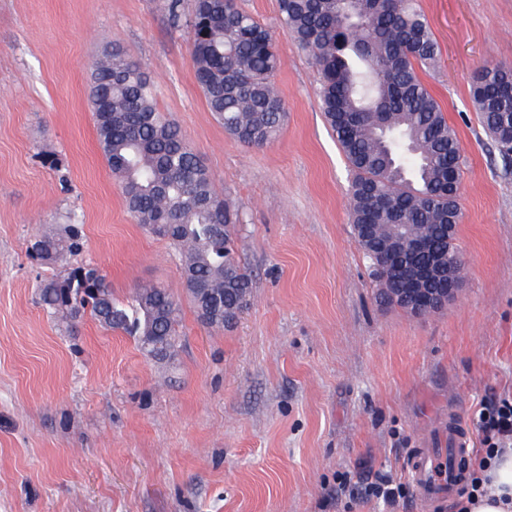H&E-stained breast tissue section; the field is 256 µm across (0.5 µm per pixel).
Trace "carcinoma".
<instances>
[{"label": "carcinoma", "mask_w": 512, "mask_h": 512, "mask_svg": "<svg viewBox=\"0 0 512 512\" xmlns=\"http://www.w3.org/2000/svg\"><path fill=\"white\" fill-rule=\"evenodd\" d=\"M361 26L343 21L342 0H279L281 24L311 58L324 118L353 173V229L370 263L381 301L415 315L383 294L412 278L407 240L429 239L415 259L437 268L433 288L462 280L456 244L460 222V145L418 69L437 62V45L417 0H361ZM191 58L207 105L238 141L273 142L284 102L275 82L282 61L269 32L235 0H195L185 21ZM89 103L99 148L119 179L125 206L149 234L179 248L186 295L198 319L224 328L247 306L250 274L236 258L234 213L216 191L181 129L159 112L150 79L119 49L92 63ZM472 100L502 160L512 163V68L483 67ZM76 224L34 239L29 253L47 265L80 249ZM84 267L44 281L39 300L63 324L90 310L105 329L135 337L143 354L164 361L180 342L179 305L162 288L145 286L128 302L100 273Z\"/></svg>", "instance_id": "1"}]
</instances>
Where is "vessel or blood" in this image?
<instances>
[{
    "mask_svg": "<svg viewBox=\"0 0 512 512\" xmlns=\"http://www.w3.org/2000/svg\"><path fill=\"white\" fill-rule=\"evenodd\" d=\"M448 444V450L437 453L427 448L413 449L410 473L421 498L453 492L470 444L468 433L459 421H452L448 427Z\"/></svg>",
    "mask_w": 512,
    "mask_h": 512,
    "instance_id": "vessel-or-blood-1",
    "label": "vessel or blood"
}]
</instances>
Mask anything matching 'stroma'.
Here are the masks:
<instances>
[{
  "label": "stroma",
  "instance_id": "obj_1",
  "mask_svg": "<svg viewBox=\"0 0 512 512\" xmlns=\"http://www.w3.org/2000/svg\"><path fill=\"white\" fill-rule=\"evenodd\" d=\"M273 35L286 109L248 146L210 112L188 33L160 0H0V512H454L456 495L397 507L326 503L339 475L410 482L411 449L449 414L473 438L483 402L512 397V167L472 102L487 64L512 67V0H418L439 46L419 76L461 146L457 247L467 271L441 311L381 304L353 233L352 172L326 124L307 53L278 0H237ZM140 63L237 215L250 302L200 323L180 259L126 210L87 106L106 42ZM81 224L52 266L38 234ZM89 265L126 300L142 285L181 303V346L158 364L83 315L62 331L41 281Z\"/></svg>",
  "mask_w": 512,
  "mask_h": 512
}]
</instances>
